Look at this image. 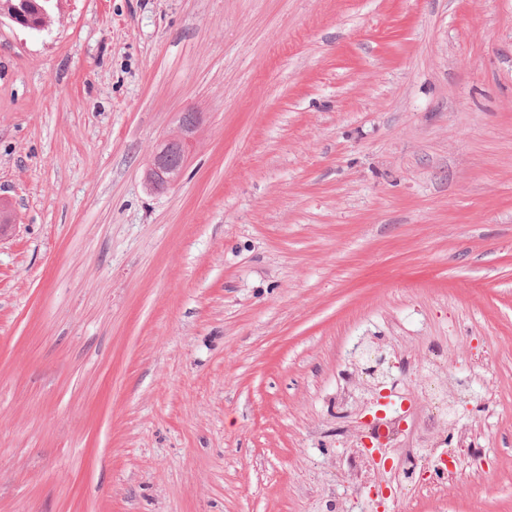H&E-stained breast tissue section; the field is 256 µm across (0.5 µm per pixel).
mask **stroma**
I'll return each instance as SVG.
<instances>
[{
	"label": "stroma",
	"mask_w": 512,
	"mask_h": 512,
	"mask_svg": "<svg viewBox=\"0 0 512 512\" xmlns=\"http://www.w3.org/2000/svg\"><path fill=\"white\" fill-rule=\"evenodd\" d=\"M51 17L0 18V512H351L379 396L400 467L434 383L489 453L385 512H512V0ZM192 125L180 123L178 131L162 141L153 154L152 163L145 173L146 184L153 189H165L175 185L181 178L183 168L173 164L167 159L168 143L175 142L181 152L190 155L196 140V133H192Z\"/></svg>",
	"instance_id": "1"
}]
</instances>
